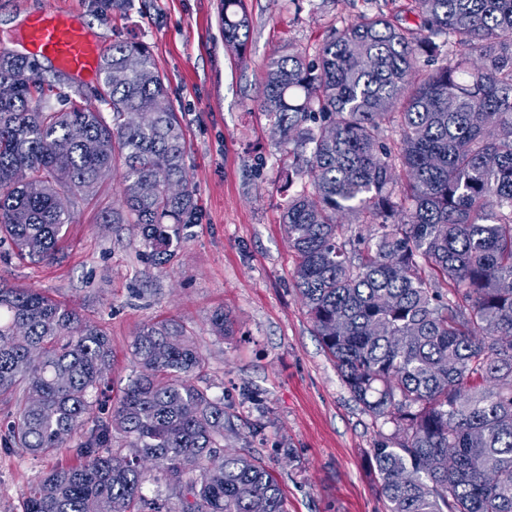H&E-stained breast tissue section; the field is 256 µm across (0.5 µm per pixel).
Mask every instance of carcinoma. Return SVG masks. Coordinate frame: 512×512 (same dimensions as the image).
<instances>
[{
  "label": "carcinoma",
  "mask_w": 512,
  "mask_h": 512,
  "mask_svg": "<svg viewBox=\"0 0 512 512\" xmlns=\"http://www.w3.org/2000/svg\"><path fill=\"white\" fill-rule=\"evenodd\" d=\"M414 3L415 30L366 16L312 59L294 45L272 56L258 107L311 177L283 224L315 333L354 400L394 427L369 450L387 512H512V0ZM249 30L242 0H224L226 45L243 53ZM441 36L452 63L416 73ZM97 80L109 122L30 57L0 54V248L54 261L75 196L118 170L122 202L102 223L137 226L146 259L173 265L198 212L165 77L145 44L126 42L103 53ZM23 167L38 193L16 181ZM343 216L368 233L343 239ZM211 326L233 334L222 310ZM131 353L139 373L110 415H94L107 333L0 282V402L14 404L0 450L47 457L82 438L80 463L39 478L23 512H162L144 494L147 462L180 512H286L261 458L224 451L236 427L193 382L204 360L184 326H143Z\"/></svg>",
  "instance_id": "1"
}]
</instances>
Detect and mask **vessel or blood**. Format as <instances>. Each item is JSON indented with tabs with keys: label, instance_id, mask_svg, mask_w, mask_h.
<instances>
[{
	"label": "vessel or blood",
	"instance_id": "b4317fda",
	"mask_svg": "<svg viewBox=\"0 0 512 512\" xmlns=\"http://www.w3.org/2000/svg\"><path fill=\"white\" fill-rule=\"evenodd\" d=\"M27 51L64 67L79 77L96 75L101 47L82 22L71 13H38L23 26Z\"/></svg>",
	"mask_w": 512,
	"mask_h": 512
}]
</instances>
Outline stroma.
<instances>
[{"label": "stroma", "instance_id": "obj_1", "mask_svg": "<svg viewBox=\"0 0 512 512\" xmlns=\"http://www.w3.org/2000/svg\"><path fill=\"white\" fill-rule=\"evenodd\" d=\"M251 29L244 55L224 42V0H0V45L19 43L14 19L68 10L104 46L141 42L168 82L185 131L186 172L198 205L178 261L155 267L140 256L131 224L100 214L119 199L118 175L77 196L57 260L0 259V278L76 308L111 338L103 404L111 413L137 365L129 349L146 323L177 316L202 355L195 382L223 399L249 449L273 469L288 512H387L369 448L392 425L374 421L351 396L322 347L294 286L295 255L282 215L288 158L257 109L272 55L296 44L315 52L364 15L419 23L412 0H244ZM229 312L234 333L213 334L210 317ZM73 448L49 458L0 451V512H22L28 486L53 466L77 463Z\"/></svg>", "mask_w": 512, "mask_h": 512}]
</instances>
